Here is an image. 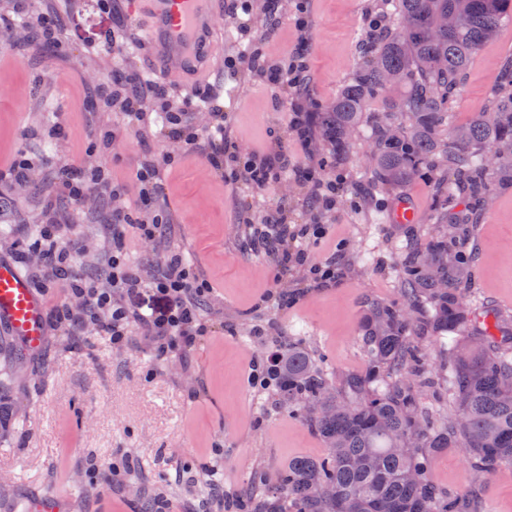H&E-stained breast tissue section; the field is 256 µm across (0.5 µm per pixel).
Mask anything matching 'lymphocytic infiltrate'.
I'll list each match as a JSON object with an SVG mask.
<instances>
[{
	"label": "lymphocytic infiltrate",
	"instance_id": "lymphocytic-infiltrate-1",
	"mask_svg": "<svg viewBox=\"0 0 512 512\" xmlns=\"http://www.w3.org/2000/svg\"><path fill=\"white\" fill-rule=\"evenodd\" d=\"M150 96L161 105L159 117L164 138L181 152H198L217 172H230L255 190L269 187L274 171L286 169V151L258 158L231 147L224 140V108L210 107V121L197 127L186 108L172 105L170 92L159 81L128 77L116 89L104 88L103 103L118 104L127 126L140 131L147 115L140 102ZM57 195L73 202L95 192L108 197L121 196L122 190L112 181L105 167H86L65 163L57 168ZM288 197L280 195L266 214L258 238L275 258L278 273H286L294 258L288 244ZM34 250L39 263L34 268L37 279L66 288L68 302L55 310L59 319L92 327L109 336L116 345L126 344L133 331L148 337L159 356L176 350H190L198 337L207 332L202 321L200 299L208 291L180 253L169 251L161 258L151 282H144L138 268L132 266L125 252L124 236L112 234V253L104 264L106 287L87 281L75 268L72 252L62 241L59 226L47 221L40 226Z\"/></svg>",
	"mask_w": 512,
	"mask_h": 512
}]
</instances>
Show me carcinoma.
I'll return each instance as SVG.
<instances>
[{
    "label": "carcinoma",
    "instance_id": "1",
    "mask_svg": "<svg viewBox=\"0 0 512 512\" xmlns=\"http://www.w3.org/2000/svg\"><path fill=\"white\" fill-rule=\"evenodd\" d=\"M379 8L390 31L368 42L352 78L312 112L311 124L342 163L365 104L383 99L371 121L373 184L403 188L430 177L433 227L402 253L403 301L364 302L362 370L335 380L301 342L278 349L274 393L326 453L290 459L268 490L255 473L251 484L263 493L237 503L253 512H474L430 482L432 456L462 446L474 470L512 465V324L475 306L466 285L474 224L449 221L460 204L488 203L497 180L512 179V59L499 67L489 110L449 128L470 59L512 21V0H380ZM423 335L444 362L422 351ZM440 379L452 410L436 419L423 391Z\"/></svg>",
    "mask_w": 512,
    "mask_h": 512
}]
</instances>
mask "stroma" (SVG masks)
Here are the masks:
<instances>
[{"instance_id": "obj_1", "label": "stroma", "mask_w": 512, "mask_h": 512, "mask_svg": "<svg viewBox=\"0 0 512 512\" xmlns=\"http://www.w3.org/2000/svg\"><path fill=\"white\" fill-rule=\"evenodd\" d=\"M377 0H278L280 26L264 37V0H247L251 30L242 35L232 14L221 17L224 56L237 61L236 76L217 72L204 88L224 106V138L260 156L286 150L290 167H311L345 188L334 209L323 212L327 235L297 241V248L335 257V282L313 286L306 267L290 265L275 281L272 256L248 242L250 223L287 194L288 225L308 223L310 184L292 171L275 185L255 191L216 173L199 181L203 164L193 153L165 161L167 146L158 123L145 135L131 133L122 113L98 100V88L128 73L152 78L139 47L141 23L126 0H29L30 13H50L67 37L62 45L41 42L14 0H0V260L28 270L37 225L54 212L60 234L78 268L97 277L112 246V212L123 209L129 260L150 276L162 251L180 252L211 287L201 299L210 334L188 354L156 358L139 335L113 347L93 331L76 332L49 323L44 346L24 351L0 324V512H22L33 500L56 498L63 512H149L155 503L169 512H236L254 472L275 483L296 456L325 452L312 430L288 413L276 396L250 383L254 357L298 340L315 350L337 375L363 368L356 338L362 302L399 300L398 266L411 236L431 226L432 182L419 179L365 199L366 138H358L346 164H334L317 134L300 137L289 126L294 108L324 106L353 74L366 19ZM305 7L306 79L299 95L264 85V66L284 61L298 40L293 19ZM125 31L122 47L98 46L107 28ZM512 57V24L473 59L451 107L450 121L484 111L496 85L498 66ZM63 133L47 136L52 122ZM148 138L162 158L168 231L156 249L142 247L135 226L145 218L135 171ZM33 162L28 181L8 172L14 159ZM76 162L109 168L124 193L111 201L88 194L81 202L53 201L56 165ZM414 211L412 225L398 224L401 203ZM473 245L478 262L468 278L476 301L512 320V183L503 182L489 208H477ZM271 326L270 335L254 330ZM121 472L112 482L110 464ZM431 478L455 493L478 488L482 512H512V465L487 475L471 470L467 452L438 453Z\"/></svg>"}]
</instances>
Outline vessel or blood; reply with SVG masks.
I'll use <instances>...</instances> for the list:
<instances>
[{
    "label": "vessel or blood",
    "instance_id": "b4317fda",
    "mask_svg": "<svg viewBox=\"0 0 512 512\" xmlns=\"http://www.w3.org/2000/svg\"><path fill=\"white\" fill-rule=\"evenodd\" d=\"M131 19L147 18L142 43L157 75L190 91L209 81L224 59V30L202 0H127ZM0 322L32 351L47 335L42 304L19 269L0 261Z\"/></svg>",
    "mask_w": 512,
    "mask_h": 512
}]
</instances>
